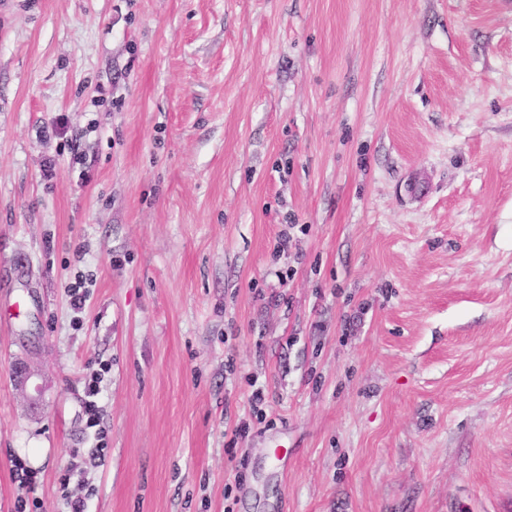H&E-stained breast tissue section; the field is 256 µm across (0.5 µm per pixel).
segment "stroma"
Wrapping results in <instances>:
<instances>
[{
	"label": "stroma",
	"mask_w": 512,
	"mask_h": 512,
	"mask_svg": "<svg viewBox=\"0 0 512 512\" xmlns=\"http://www.w3.org/2000/svg\"><path fill=\"white\" fill-rule=\"evenodd\" d=\"M68 472L88 512H512V0H12L0 512Z\"/></svg>",
	"instance_id": "1"
}]
</instances>
